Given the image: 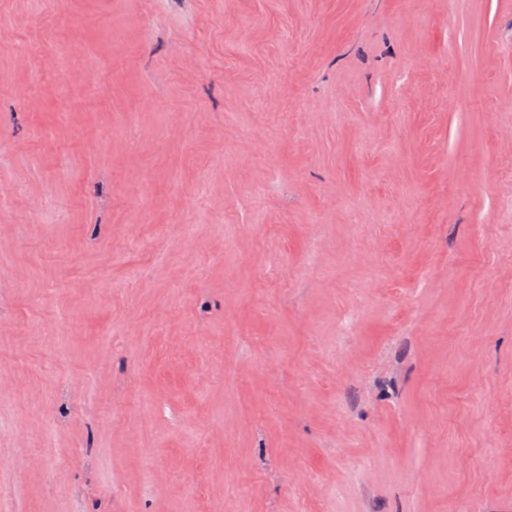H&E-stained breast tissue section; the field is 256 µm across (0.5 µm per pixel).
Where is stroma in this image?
I'll use <instances>...</instances> for the list:
<instances>
[{"mask_svg": "<svg viewBox=\"0 0 512 512\" xmlns=\"http://www.w3.org/2000/svg\"><path fill=\"white\" fill-rule=\"evenodd\" d=\"M0 512H512V0H0Z\"/></svg>", "mask_w": 512, "mask_h": 512, "instance_id": "stroma-1", "label": "stroma"}]
</instances>
